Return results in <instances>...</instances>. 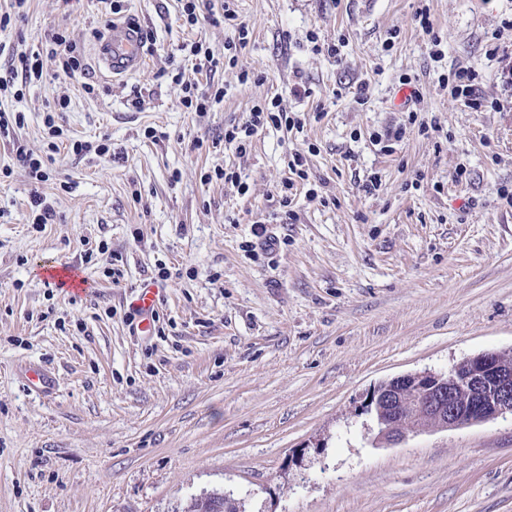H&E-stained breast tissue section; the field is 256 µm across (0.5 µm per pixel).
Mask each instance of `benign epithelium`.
Instances as JSON below:
<instances>
[{
  "mask_svg": "<svg viewBox=\"0 0 512 512\" xmlns=\"http://www.w3.org/2000/svg\"><path fill=\"white\" fill-rule=\"evenodd\" d=\"M501 350L484 351L455 365L448 374L408 373L375 388L367 411L373 415L376 440L396 443L409 431L393 428L399 414L425 413L441 429L472 426L512 415V366Z\"/></svg>",
  "mask_w": 512,
  "mask_h": 512,
  "instance_id": "7a95c632",
  "label": "benign epithelium"
}]
</instances>
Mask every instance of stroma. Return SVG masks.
Here are the masks:
<instances>
[{
    "label": "stroma",
    "instance_id": "obj_1",
    "mask_svg": "<svg viewBox=\"0 0 512 512\" xmlns=\"http://www.w3.org/2000/svg\"><path fill=\"white\" fill-rule=\"evenodd\" d=\"M233 3L252 32L237 67L209 77L184 65L185 80L224 87L201 115L164 78L170 53L199 41L223 56L235 31L185 26L178 0H121L149 50L144 70L116 81L95 56L110 0H30L0 31V45L34 50L66 27L83 56L70 78L44 59V82L0 97L24 113L27 147L49 154L43 113L65 97L69 136L109 138L117 154H53L44 191L55 220L39 231L28 174L0 139V168H12L0 172V512H185L213 491L244 512H512L511 416L387 446L365 409L396 376L512 349V204L501 198L512 190V30L501 28L512 0ZM422 7L441 58L416 22ZM312 32L340 43L339 57L314 51ZM460 66L485 76L481 111L439 85ZM243 70L259 81L240 84ZM404 77L440 131L386 148L375 136L406 116L392 106ZM297 84L307 96L293 95ZM273 96L322 117L300 133H259L243 157L212 150ZM295 150L320 188L298 189L282 224ZM218 164L241 173L246 195L205 180ZM372 175L381 185L368 193ZM259 221L288 240L269 259L243 249ZM90 244L106 252L88 263ZM60 264L80 267L86 295L51 292L42 270ZM161 265L172 274L165 333L143 338L123 316ZM29 363L53 368V397L23 390Z\"/></svg>",
    "mask_w": 512,
    "mask_h": 512
}]
</instances>
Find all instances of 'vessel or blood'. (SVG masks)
<instances>
[{
  "instance_id": "1",
  "label": "vessel or blood",
  "mask_w": 512,
  "mask_h": 512,
  "mask_svg": "<svg viewBox=\"0 0 512 512\" xmlns=\"http://www.w3.org/2000/svg\"><path fill=\"white\" fill-rule=\"evenodd\" d=\"M99 64L109 74L119 77L142 69L146 64L141 35L138 29L124 22H115L99 39L96 47ZM46 278L54 284L63 285L74 296L83 294L84 284L81 274L71 266H57L46 272ZM160 301V290L151 284H143L133 302L140 312L137 330L140 335H149L152 316ZM27 391L43 398L55 395L57 382L55 375L40 364L26 365L22 372Z\"/></svg>"
}]
</instances>
